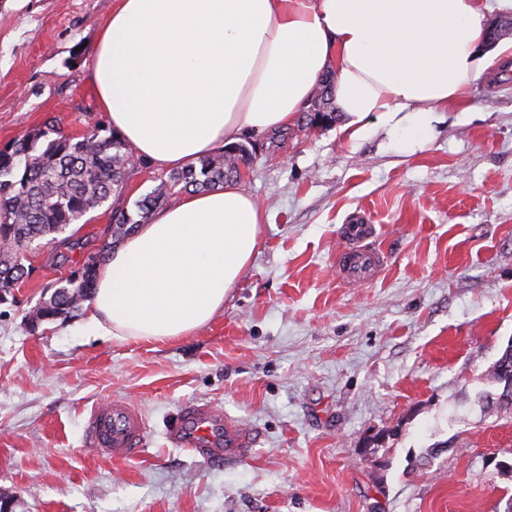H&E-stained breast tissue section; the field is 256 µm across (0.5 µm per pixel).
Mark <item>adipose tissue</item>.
Wrapping results in <instances>:
<instances>
[{"mask_svg": "<svg viewBox=\"0 0 512 512\" xmlns=\"http://www.w3.org/2000/svg\"><path fill=\"white\" fill-rule=\"evenodd\" d=\"M512 0H117L90 59L98 106L155 169L288 127L326 72L339 133L385 131L415 151L512 43L485 45ZM264 211L227 183L181 196L111 248L84 323L101 336L178 340L224 309Z\"/></svg>", "mask_w": 512, "mask_h": 512, "instance_id": "1", "label": "adipose tissue"}]
</instances>
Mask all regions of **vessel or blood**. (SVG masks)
<instances>
[{
  "label": "vessel or blood",
  "instance_id": "obj_1",
  "mask_svg": "<svg viewBox=\"0 0 512 512\" xmlns=\"http://www.w3.org/2000/svg\"><path fill=\"white\" fill-rule=\"evenodd\" d=\"M372 233L369 224L345 227L348 244L339 255L338 268L348 282L370 281L386 262L383 253L364 245ZM87 433L89 445L96 453L125 461L141 453L145 425L135 407L115 400L94 410L87 423ZM169 439L178 447L227 462L248 458L255 443L251 428L220 410L197 403L182 407L169 429Z\"/></svg>",
  "mask_w": 512,
  "mask_h": 512
}]
</instances>
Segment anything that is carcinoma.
<instances>
[{
  "label": "carcinoma",
  "instance_id": "obj_1",
  "mask_svg": "<svg viewBox=\"0 0 512 512\" xmlns=\"http://www.w3.org/2000/svg\"><path fill=\"white\" fill-rule=\"evenodd\" d=\"M243 151L240 146H228L169 174L137 201L138 220L123 212L118 215L114 233L123 236L147 223L175 194L188 189L208 191L238 177L232 164ZM130 154L126 140L104 125L97 124L75 138L62 134L53 118L0 149V244L4 245L0 249V303L14 296L13 290L31 276L32 268L24 261L35 242L51 248L54 264L70 261V252L81 248V243L67 236V229L120 196ZM60 246L68 252L58 250ZM111 246L104 243L87 254L67 278L52 283L51 287L69 288L71 293H53L42 299L31 322L45 321L58 308H70L71 315L78 312L92 295L98 269ZM490 379L502 386L496 402L512 406V341L493 364Z\"/></svg>",
  "mask_w": 512,
  "mask_h": 512
}]
</instances>
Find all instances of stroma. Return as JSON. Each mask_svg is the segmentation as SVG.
I'll return each mask as SVG.
<instances>
[{"instance_id": "stroma-1", "label": "stroma", "mask_w": 512, "mask_h": 512, "mask_svg": "<svg viewBox=\"0 0 512 512\" xmlns=\"http://www.w3.org/2000/svg\"><path fill=\"white\" fill-rule=\"evenodd\" d=\"M113 0H0V148L48 117L105 123L89 59ZM471 109L405 155L373 129L293 122L280 147L248 137L239 183L263 205L256 253L224 310L173 341L117 339L81 316L30 327L70 265L33 250V278L0 304V497L13 512H502L512 407L487 374L512 341V73L492 67ZM130 165L122 197L69 233L87 252L158 183ZM365 214L387 262L343 282V224ZM132 402L144 450L97 454L92 410ZM253 429L237 463L171 443L182 406Z\"/></svg>"}]
</instances>
